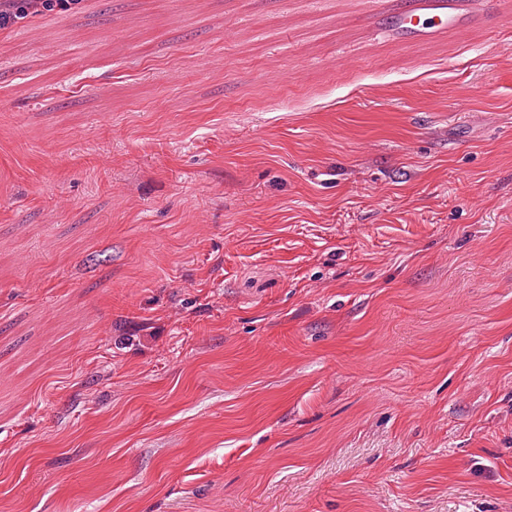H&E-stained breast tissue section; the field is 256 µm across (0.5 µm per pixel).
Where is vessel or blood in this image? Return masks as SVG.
I'll list each match as a JSON object with an SVG mask.
<instances>
[{
  "instance_id": "1",
  "label": "vessel or blood",
  "mask_w": 512,
  "mask_h": 512,
  "mask_svg": "<svg viewBox=\"0 0 512 512\" xmlns=\"http://www.w3.org/2000/svg\"><path fill=\"white\" fill-rule=\"evenodd\" d=\"M467 20L462 0H411L410 9L395 16L392 28L406 38H426L464 31Z\"/></svg>"
}]
</instances>
